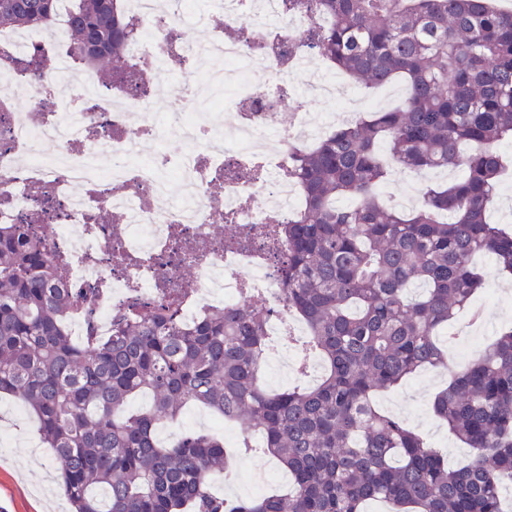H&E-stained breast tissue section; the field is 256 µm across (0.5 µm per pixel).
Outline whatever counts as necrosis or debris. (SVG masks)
Returning <instances> with one entry per match:
<instances>
[{
  "instance_id": "1",
  "label": "necrosis or debris",
  "mask_w": 512,
  "mask_h": 512,
  "mask_svg": "<svg viewBox=\"0 0 512 512\" xmlns=\"http://www.w3.org/2000/svg\"><path fill=\"white\" fill-rule=\"evenodd\" d=\"M126 8L139 28L125 47L135 74L124 90L71 54V0H56L51 29L0 28V224L28 225L63 263L64 286L78 299L67 319L78 344L169 301L190 325L258 297L269 311L266 356L314 378L318 359L301 363L281 342L299 329L279 235L303 204L288 149L313 124L304 89L339 93L315 52L291 46L310 13L286 11L283 0H126ZM228 25L237 35L225 37ZM196 27L209 38L191 40ZM40 56L53 62L44 77ZM162 82L183 111H159ZM291 98L293 111H283ZM25 100L37 124L22 119ZM214 102L227 113L224 126L204 116ZM173 130L186 150L167 151Z\"/></svg>"
}]
</instances>
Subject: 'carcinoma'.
Returning <instances> with one entry per match:
<instances>
[{
	"label": "carcinoma",
	"mask_w": 512,
	"mask_h": 512,
	"mask_svg": "<svg viewBox=\"0 0 512 512\" xmlns=\"http://www.w3.org/2000/svg\"><path fill=\"white\" fill-rule=\"evenodd\" d=\"M329 18L294 39L368 87L405 85L399 106L290 148L303 207L281 225L288 309L304 320L325 365L309 387L258 384L267 310L212 312L180 327L163 304L116 320L112 336L73 344L75 299L63 271L25 224L0 225V398L18 397L55 455L72 512H504L512 485V328L453 374L435 414L470 449L448 460L373 393L446 366L437 336L469 308L491 254L512 275V234L486 220L512 137V12L494 0H286ZM54 0H0V28H49ZM137 25L124 0H72V52L118 77ZM410 172L462 166L464 178L426 189L405 210L381 201L380 154ZM349 197L354 204L336 206ZM151 398L127 412L130 399ZM189 403L244 417L291 476L288 493L227 501L210 494L224 440L187 431L163 447L159 420Z\"/></svg>",
	"instance_id": "cac0c4a2"
}]
</instances>
